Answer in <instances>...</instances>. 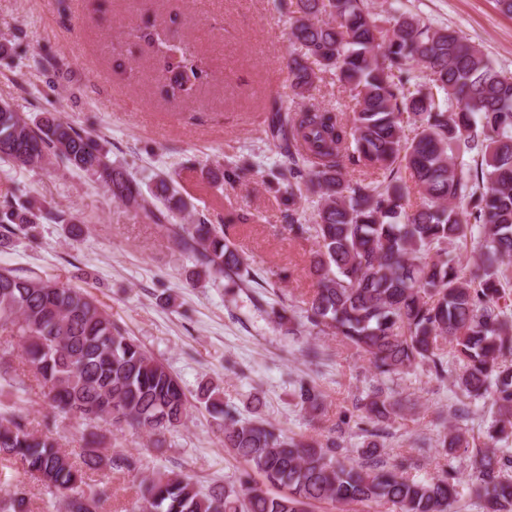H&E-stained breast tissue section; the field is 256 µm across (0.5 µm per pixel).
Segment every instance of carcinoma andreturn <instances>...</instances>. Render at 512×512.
I'll return each mask as SVG.
<instances>
[{"label":"carcinoma","instance_id":"cac0c4a2","mask_svg":"<svg viewBox=\"0 0 512 512\" xmlns=\"http://www.w3.org/2000/svg\"><path fill=\"white\" fill-rule=\"evenodd\" d=\"M292 14L288 58L295 98L290 112L274 101L269 131L285 161L277 185L288 206L305 192L317 198L314 223L288 214V235L313 240L314 288L304 302L307 330L341 337L368 357L382 380L427 366L453 377L467 403L495 408L487 442L473 450L470 491L483 512H512V76L462 31L435 29L408 12L385 17L365 0H275ZM164 62L165 95L185 101L207 76L202 60L159 34L140 30ZM354 91L352 115L306 103L325 79ZM0 156L19 167L58 158L103 182L127 202L139 185L112 166L100 144L56 117L29 122L0 111ZM372 180H352L347 165ZM418 203L408 204L410 193ZM149 211L173 244L193 254L196 280L252 273L224 230L203 220L174 228L164 223L188 209L172 179L159 178ZM60 216L27 201L0 209V232L31 229ZM469 244L472 269L451 253ZM269 318L286 335L296 332L294 310L269 304ZM451 346L447 354L440 347ZM21 347L22 365L10 355ZM40 388L54 416L79 419L81 448L67 451L47 431L28 429L22 404ZM14 397L0 408V458L14 459L64 512H99L108 484L93 474L138 473V457L101 447L102 423L155 435L180 426L191 403L169 367L112 321L86 291L39 275L0 268V392ZM298 404L315 419L323 392L311 381L295 386ZM197 403L223 435L224 452L247 469L239 485L204 490L186 474H157L140 483L141 512H306L315 502L340 507L392 504L396 512H454L459 491L450 473L416 480L408 461L380 458L370 432L360 460L342 438L351 418L336 421V436L298 439L259 416L242 418L219 388L200 386ZM402 400L388 387L362 398L360 423L374 427L400 416ZM440 447L452 456L470 449L458 428ZM0 512H28L20 487L0 499Z\"/></svg>","mask_w":512,"mask_h":512}]
</instances>
